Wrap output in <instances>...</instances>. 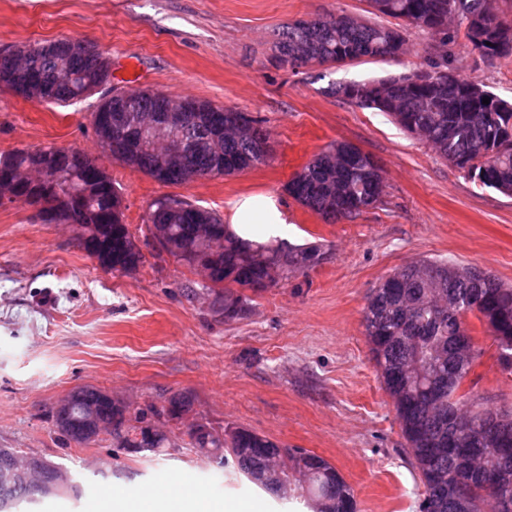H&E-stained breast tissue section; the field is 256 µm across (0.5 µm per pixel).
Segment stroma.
<instances>
[{
	"instance_id": "obj_1",
	"label": "stroma",
	"mask_w": 512,
	"mask_h": 512,
	"mask_svg": "<svg viewBox=\"0 0 512 512\" xmlns=\"http://www.w3.org/2000/svg\"><path fill=\"white\" fill-rule=\"evenodd\" d=\"M366 8L365 0H0V49L61 38L94 43L115 64L118 87L250 113L273 145L265 165L166 185L103 148L92 120L102 92L68 104L0 88V158L55 147L96 159L145 257L133 274L107 272L72 226L41 223L19 202L0 204V448L41 454L83 483L80 496L44 499L35 512H88L104 489L138 496L164 471L216 500L310 512L251 483L235 463L201 457L181 426H168L174 446L162 455L116 448L106 437L63 446L51 408L87 385L134 412L186 395L217 429L243 428L326 459L351 487L357 512H419L418 472L372 359L364 307L385 276L420 259L478 268L512 286V197L480 186L391 117L330 94L335 83L416 70L426 33L411 31L396 61L295 72L272 60L274 28ZM449 49L460 75L512 99V57L485 62L459 33ZM127 61L129 76L121 69ZM336 141L374 156L386 188L375 207L329 223L285 186ZM244 194L277 197L288 244L319 246L323 259L252 294L250 310L228 319L203 278L155 245L149 214L156 200L175 197L225 220ZM466 327L484 354L465 390L484 407L511 410L512 376L497 365L486 323L471 315ZM91 459L100 468L87 469Z\"/></svg>"
}]
</instances>
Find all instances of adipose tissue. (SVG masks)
Instances as JSON below:
<instances>
[{
    "label": "adipose tissue",
    "mask_w": 512,
    "mask_h": 512,
    "mask_svg": "<svg viewBox=\"0 0 512 512\" xmlns=\"http://www.w3.org/2000/svg\"><path fill=\"white\" fill-rule=\"evenodd\" d=\"M230 230L249 242L259 233L269 240L284 239L288 236L287 213L275 197L243 196L234 204ZM234 506L231 500H207L191 487L180 493L154 492L134 500L123 496L112 500V512H232Z\"/></svg>",
    "instance_id": "adipose-tissue-1"
}]
</instances>
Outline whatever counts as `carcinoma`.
<instances>
[{"label":"carcinoma","mask_w":512,"mask_h":512,"mask_svg":"<svg viewBox=\"0 0 512 512\" xmlns=\"http://www.w3.org/2000/svg\"><path fill=\"white\" fill-rule=\"evenodd\" d=\"M367 16L345 12L298 19L273 30V58L294 71L341 65L361 59H397L409 44V30L430 35L432 44L424 65L408 74L331 87L336 97L363 109L391 116L407 133L419 137L444 160L486 188L512 196V102L486 86L462 77L448 67V20L457 21L467 46L487 62L512 57V19L495 13L490 0H366ZM69 39L25 45L0 51V86L39 102L81 101L92 95L86 85L108 74L109 57L90 43L79 52ZM490 98V103L482 99ZM206 112L196 118L185 112L179 135L182 153L169 163L163 184H182L186 174L229 176L265 164L272 156L270 138L261 121L252 119V132L231 131L243 113L194 100ZM182 100L144 90L124 92L103 100L97 111L112 116L109 153L150 177L160 158L153 147L129 155L124 131L141 112L164 114ZM0 167V181H16V172L36 168L41 179L16 181L15 196L39 208L42 220L73 224L78 240L86 243L99 266L131 274L144 263L127 225L121 219V198L100 166L77 151L51 147L19 149ZM74 174L64 184L56 172ZM300 205L327 222L349 219L382 201L385 182L381 166L371 155L346 142L332 143L316 154L285 187ZM151 229L162 233L161 250L189 268L205 269L204 280L214 293L213 305L244 315L251 299L234 288L261 292L323 260L316 246H265L236 238L220 218L177 198L166 197L151 206ZM371 291L364 310L365 331L385 390L423 486L420 512H500L512 502V412L482 408L469 392H460L483 354L458 353L462 338L473 340L458 318L462 309L478 312L496 344L501 372L512 375V288L492 276L467 278L445 261L421 260L398 271ZM443 382L444 409L455 412L470 440L448 445V415L433 412L427 376ZM192 411L183 395L169 398L156 419L174 411ZM112 425L115 448H139L138 431L152 420L147 413L130 414L94 387L74 397L72 413L53 416L64 445H89L84 432L89 417ZM191 445L219 456L231 455L238 469L254 484L281 497L290 472L304 478L301 490L316 512H357L350 486L325 459L304 451L282 448L252 432L230 439L208 432H188ZM150 447L160 454L172 447L162 427H155Z\"/></svg>","instance_id":"1"}]
</instances>
